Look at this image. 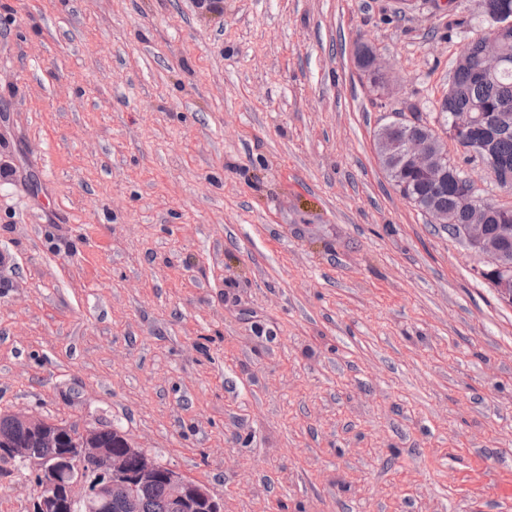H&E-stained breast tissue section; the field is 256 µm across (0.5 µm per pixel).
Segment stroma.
Here are the masks:
<instances>
[{
    "instance_id": "35a3bbf8",
    "label": "stroma",
    "mask_w": 512,
    "mask_h": 512,
    "mask_svg": "<svg viewBox=\"0 0 512 512\" xmlns=\"http://www.w3.org/2000/svg\"><path fill=\"white\" fill-rule=\"evenodd\" d=\"M479 22L0 0V412L112 423L224 512H512V307L374 147ZM36 475L0 461V512ZM354 55L357 67L359 66L360 61L365 60L367 61V68L369 71L380 73H373L371 75V83L374 86L383 88L386 78L387 83L385 89H389V86L391 85L390 67L381 60V58L378 56V54L373 50L371 46L364 42L357 43L355 46ZM381 74H383L385 77Z\"/></svg>"
}]
</instances>
